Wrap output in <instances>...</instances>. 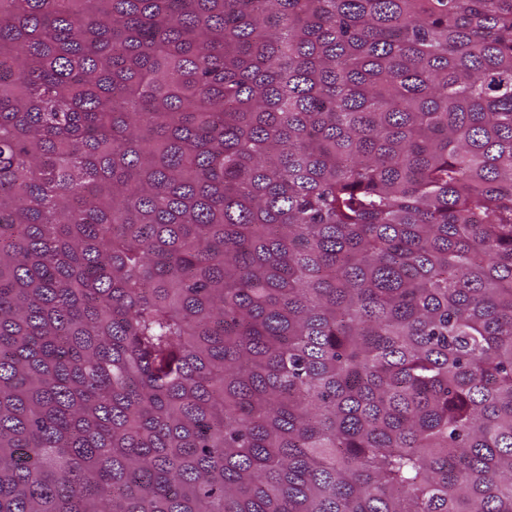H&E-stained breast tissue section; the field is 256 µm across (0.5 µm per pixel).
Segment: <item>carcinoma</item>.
<instances>
[{
	"instance_id": "obj_1",
	"label": "carcinoma",
	"mask_w": 512,
	"mask_h": 512,
	"mask_svg": "<svg viewBox=\"0 0 512 512\" xmlns=\"http://www.w3.org/2000/svg\"><path fill=\"white\" fill-rule=\"evenodd\" d=\"M0 512H512V0H0Z\"/></svg>"
}]
</instances>
